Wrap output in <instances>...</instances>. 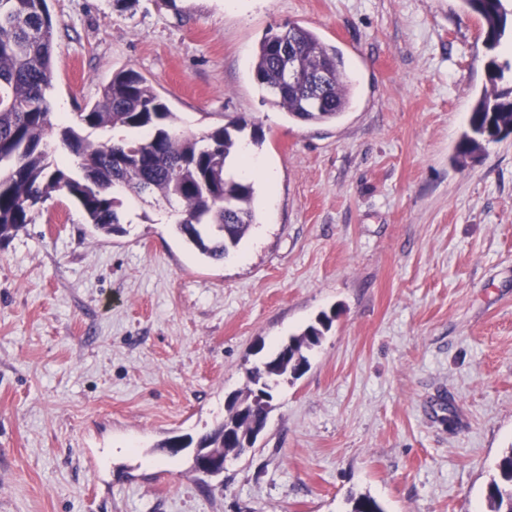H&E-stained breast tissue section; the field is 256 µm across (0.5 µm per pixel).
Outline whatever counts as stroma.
Wrapping results in <instances>:
<instances>
[{
	"mask_svg": "<svg viewBox=\"0 0 512 512\" xmlns=\"http://www.w3.org/2000/svg\"><path fill=\"white\" fill-rule=\"evenodd\" d=\"M49 99L76 115L145 76L202 134L261 126L273 202L236 253L199 255L167 205L124 234L67 197L0 243V512H490L512 447V136L453 157L489 58L461 0H49ZM294 23L341 50L354 101L327 124L262 101L254 53ZM223 475L163 444L226 415L247 372L320 313Z\"/></svg>",
	"mask_w": 512,
	"mask_h": 512,
	"instance_id": "1",
	"label": "stroma"
}]
</instances>
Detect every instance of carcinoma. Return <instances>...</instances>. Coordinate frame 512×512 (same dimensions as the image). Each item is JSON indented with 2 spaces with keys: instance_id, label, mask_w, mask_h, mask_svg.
<instances>
[{
  "instance_id": "cac0c4a2",
  "label": "carcinoma",
  "mask_w": 512,
  "mask_h": 512,
  "mask_svg": "<svg viewBox=\"0 0 512 512\" xmlns=\"http://www.w3.org/2000/svg\"><path fill=\"white\" fill-rule=\"evenodd\" d=\"M479 16L486 34L501 41L508 30L503 0H462ZM55 29L48 0H0V242L13 237L55 195L71 199L86 223L103 237L122 232V197L152 196L177 204L174 228L201 256L221 260L238 247L256 223L254 185L232 172L238 137L248 125L241 117L206 133L189 135L177 128L178 116L153 86L133 69L121 70L102 86L99 99L69 125L54 122L47 92L51 86ZM293 51L292 64L303 80L288 81L283 55ZM473 106L456 159L476 157L483 144L512 134V89L499 87L512 64L495 65ZM257 85L270 94L267 102L288 118L312 124L338 120L349 109L352 85L336 48L312 30L298 25L267 33L252 64ZM251 138L263 133L252 125ZM128 135L94 141L85 130ZM64 153L71 164H58ZM331 320L320 314L298 335L289 338L288 357L278 351L248 372L251 387L227 404L228 415L209 432L163 447L223 448L241 453L242 443L224 444V426L242 435L251 432L240 417L247 404L255 422L265 426L270 411L271 382L296 376L308 363L304 351L321 342ZM492 512H512V448L498 463V475L487 487ZM351 512H384L369 495L353 499Z\"/></svg>"
}]
</instances>
